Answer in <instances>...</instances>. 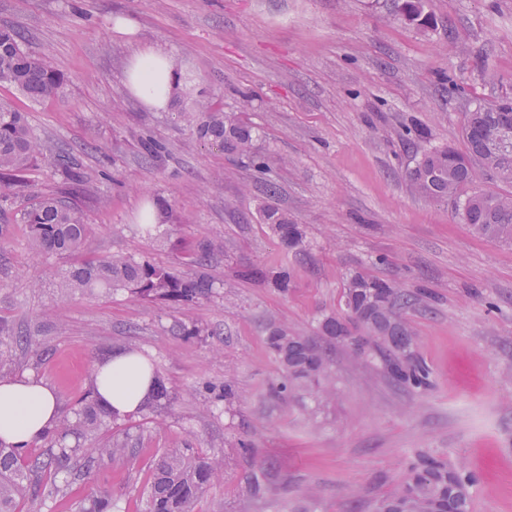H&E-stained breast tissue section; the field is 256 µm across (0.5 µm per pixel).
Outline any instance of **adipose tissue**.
Masks as SVG:
<instances>
[{"label": "adipose tissue", "instance_id": "adipose-tissue-1", "mask_svg": "<svg viewBox=\"0 0 512 512\" xmlns=\"http://www.w3.org/2000/svg\"><path fill=\"white\" fill-rule=\"evenodd\" d=\"M127 89L146 107L165 109L176 89L172 61L159 48L135 52L124 71ZM153 374L145 356L116 352L95 366V395L116 417L137 412ZM61 403L52 387L30 373L0 380V441L19 448L41 441L58 422Z\"/></svg>", "mask_w": 512, "mask_h": 512}]
</instances>
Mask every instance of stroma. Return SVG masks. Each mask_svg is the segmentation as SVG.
I'll return each mask as SVG.
<instances>
[{
    "label": "stroma",
    "mask_w": 512,
    "mask_h": 512,
    "mask_svg": "<svg viewBox=\"0 0 512 512\" xmlns=\"http://www.w3.org/2000/svg\"><path fill=\"white\" fill-rule=\"evenodd\" d=\"M424 11L420 26L396 19L391 0H0V25L28 32L27 50L63 80L37 102L9 87L0 97L25 113L44 154L75 148L95 185L75 195L92 226L83 257L214 282L185 306L63 295L50 273L71 258L35 255L23 223L35 195L63 188L61 173L38 160L23 182L0 183V319L32 334L11 346L0 377L35 373L67 412L90 369L129 347L167 388L158 408L126 418L133 455L72 480L41 512H80L103 491L112 512H143L153 464L170 448L224 458L223 479L193 512H303L312 497L316 512H371L419 450L475 475L473 512H512V246L473 236L453 205L409 181L424 149L462 147L466 112L512 96V0H426ZM119 19L133 34H115ZM144 47L167 52L225 111L252 93L251 156L199 139L182 118L187 101L155 111L132 95L123 73ZM410 129L426 134L418 146ZM147 135L163 145L161 162L142 156ZM149 199L165 218L148 236L139 215ZM268 205L299 224L300 247L284 248L264 223ZM214 239L220 249L192 265L188 253ZM281 265L293 272L284 293L242 276ZM357 272L426 292L404 316L428 390L400 387L322 335ZM273 323L326 349L328 399L274 395L284 373L266 344ZM227 379L235 398L207 408L203 385ZM255 477L263 496L248 492Z\"/></svg>",
    "instance_id": "1"
}]
</instances>
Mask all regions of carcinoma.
<instances>
[{
    "label": "carcinoma",
    "instance_id": "carcinoma-1",
    "mask_svg": "<svg viewBox=\"0 0 512 512\" xmlns=\"http://www.w3.org/2000/svg\"><path fill=\"white\" fill-rule=\"evenodd\" d=\"M396 14L409 22L421 23L423 0H393ZM24 34L7 25L0 26V86H9L26 98L40 100L58 92L63 81L47 59L23 48ZM183 89L193 100L192 109L182 113L185 122L196 128L199 137L228 153L251 150L253 129L235 112H225L196 90L195 79L182 78ZM512 125V100L479 103L466 113L462 132L463 148H434L422 154L409 173L418 194L437 201L451 200L461 221L480 237L512 244V191L502 193L476 185V169L493 174L497 181L512 187V150H502L487 138V130L497 124ZM140 149L149 161L159 159L163 146L152 138L140 139ZM44 157L50 166L66 177H74L66 156H43L41 143L33 134L25 113L0 98V182H18L32 162ZM265 223L288 248L302 244L298 225L272 206L262 211ZM24 224L33 252L37 255L78 256L92 227L80 207L66 193L45 194L33 199L24 213ZM60 288L68 295L101 289L108 294L124 291L131 297L177 304L192 303L212 293L213 283L205 276L182 278L167 267L150 262H136L114 256L84 259L56 272ZM259 277L281 291L288 289L291 271L279 267L259 273ZM389 294L392 313L419 305L423 294L410 292L397 282L366 274L349 278L342 295V310L320 321L322 333L334 340L343 323L357 317L365 322L380 323L382 314L368 305L373 291ZM392 339L378 343L367 341L368 357L380 362L396 383L415 392L431 387L429 368L413 353L407 359L398 356L414 340V332L403 323L392 330ZM270 351L285 371L284 380L275 392L291 390L324 395L332 386L326 351L302 336H294L286 326L272 327L266 338ZM216 406L234 396L232 385H205ZM78 409L62 415L56 426L43 438L44 450L31 453L6 445L0 440V512H24L40 506L41 489L47 485L56 492L57 479L72 473L73 459L81 457L84 473H93L105 458L114 459L128 451L127 441L115 437L103 439L106 428L120 429L119 420L96 400L87 396L77 401ZM223 463L204 456L195 448H174L158 461L151 480L149 512H192L194 502L209 486L220 479ZM476 477L448 466L444 457L420 453L407 465L399 486L378 500L375 512H472L471 494L467 490ZM83 512H112L108 493L84 501Z\"/></svg>",
    "mask_w": 512,
    "mask_h": 512
}]
</instances>
